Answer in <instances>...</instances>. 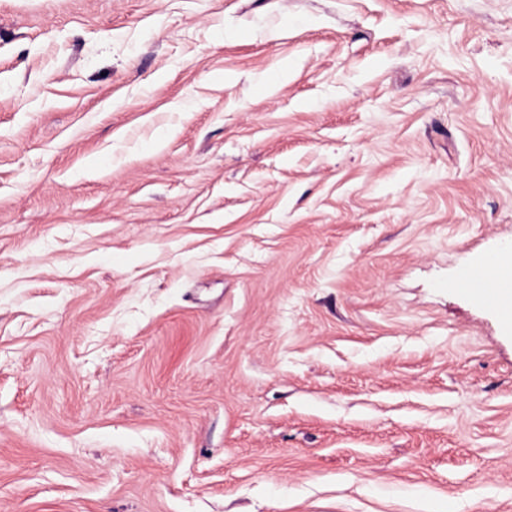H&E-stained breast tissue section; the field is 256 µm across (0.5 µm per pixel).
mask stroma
I'll list each match as a JSON object with an SVG mask.
<instances>
[{
	"label": "stroma",
	"instance_id": "1",
	"mask_svg": "<svg viewBox=\"0 0 512 512\" xmlns=\"http://www.w3.org/2000/svg\"><path fill=\"white\" fill-rule=\"evenodd\" d=\"M507 245L512 0H0V512H512ZM492 268L497 271L504 279L512 281V251L510 248H505L491 259L486 261L483 267L477 271L482 273L478 275L467 273L465 274V281L463 284L471 289H479L482 293L474 291L478 298L485 294L492 300L500 310L501 315L512 318V301L508 303L502 301V295L506 291L512 290V282L501 280L498 276H491L483 272Z\"/></svg>",
	"mask_w": 512,
	"mask_h": 512
}]
</instances>
